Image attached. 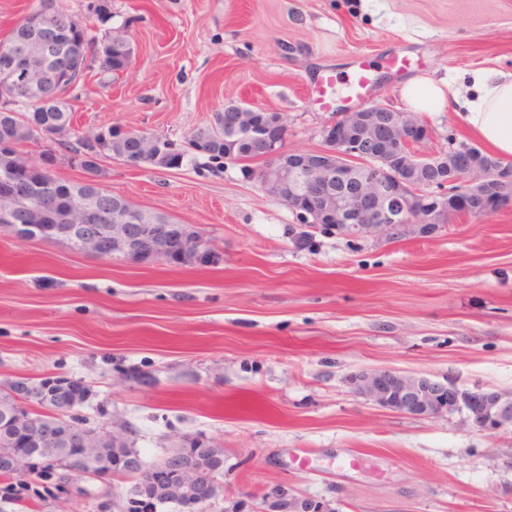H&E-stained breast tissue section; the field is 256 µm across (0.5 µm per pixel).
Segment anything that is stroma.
Here are the masks:
<instances>
[{
	"label": "stroma",
	"mask_w": 512,
	"mask_h": 512,
	"mask_svg": "<svg viewBox=\"0 0 512 512\" xmlns=\"http://www.w3.org/2000/svg\"><path fill=\"white\" fill-rule=\"evenodd\" d=\"M132 36L131 67L67 95L76 127L115 123L182 143L229 100L282 113L285 148L322 146L336 119L311 91L357 58L374 102L402 108L414 75L512 69V0H54ZM395 55L410 66L386 68ZM423 153L466 140L456 105L428 112ZM104 185L197 227L220 263L86 256L0 229V388L47 373L87 383L91 423L126 428L147 461L185 436L224 450L227 492L281 485L341 512H512V430L415 418L354 394L363 370L512 392V209L461 216L432 239L300 242L295 213L242 165L102 163ZM308 465H300V458Z\"/></svg>",
	"instance_id": "1"
}]
</instances>
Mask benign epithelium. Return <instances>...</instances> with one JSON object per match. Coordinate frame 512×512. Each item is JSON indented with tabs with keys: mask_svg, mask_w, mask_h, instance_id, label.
Returning a JSON list of instances; mask_svg holds the SVG:
<instances>
[{
	"mask_svg": "<svg viewBox=\"0 0 512 512\" xmlns=\"http://www.w3.org/2000/svg\"><path fill=\"white\" fill-rule=\"evenodd\" d=\"M19 66L7 77L9 85L24 93H36L49 69L51 43L35 35L11 47ZM224 122L243 137L259 142L267 164L259 185L271 200L287 205L305 228L302 239L317 233L348 240L381 236L429 238L441 232L453 216H473L480 202L491 195L512 197V168L485 165L477 171L469 147L448 139V149L431 154L413 151L432 135L416 112H404L381 104L341 112L323 132L322 148L291 153L283 148L286 125L279 112H259L238 102L224 105ZM21 181L12 174L2 180L0 219L11 220L23 209L24 198L10 190ZM93 199L82 200L65 218V225L34 229L29 239L64 238L77 243L81 252L110 257L118 251H149L167 255L178 248L175 241L150 234L131 236L129 222L148 228L157 223L150 210L117 211L107 233L112 246L97 234L85 231ZM189 238L198 241L199 261H214L218 252L188 226ZM356 395L376 405L417 418H437L461 413L482 431L512 427V393L463 389L452 382L396 371L366 370L351 377ZM0 424L27 437L32 455L19 463H5L42 473L53 498H85L81 485L89 471L73 461L68 465L53 448H43L42 434L32 427L30 407L18 402ZM224 472V452L199 436H188L185 447L173 450L160 462H146L139 454L118 456L112 474L134 480L122 494L97 496L87 501L90 512H150L139 498L141 480L160 489L168 498L153 502L176 505L184 512H339L336 502L309 495L295 496L274 486L254 502L224 494L219 475Z\"/></svg>",
	"mask_w": 512,
	"mask_h": 512,
	"instance_id": "benign-epithelium-1",
	"label": "benign epithelium"
}]
</instances>
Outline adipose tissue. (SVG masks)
Returning a JSON list of instances; mask_svg holds the SVG:
<instances>
[{"mask_svg":"<svg viewBox=\"0 0 512 512\" xmlns=\"http://www.w3.org/2000/svg\"><path fill=\"white\" fill-rule=\"evenodd\" d=\"M402 98L419 113L442 112L449 103H456L467 133L490 155L512 158V71L480 67L465 82L457 76L420 75L405 83Z\"/></svg>","mask_w":512,"mask_h":512,"instance_id":"obj_1","label":"adipose tissue"}]
</instances>
